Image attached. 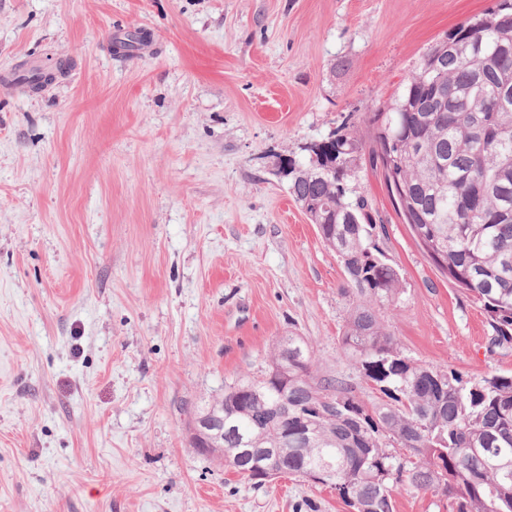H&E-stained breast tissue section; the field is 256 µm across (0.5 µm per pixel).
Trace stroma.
<instances>
[{"label": "stroma", "mask_w": 512, "mask_h": 512, "mask_svg": "<svg viewBox=\"0 0 512 512\" xmlns=\"http://www.w3.org/2000/svg\"><path fill=\"white\" fill-rule=\"evenodd\" d=\"M494 3L0 0V512H349L199 454L188 424L291 332L383 401L340 352L342 266L277 164L343 125L367 135L426 49ZM38 70L55 79L35 90ZM351 186L405 284L403 353L511 373L380 171Z\"/></svg>", "instance_id": "1"}]
</instances>
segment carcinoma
I'll return each mask as SVG.
<instances>
[{"label": "carcinoma", "mask_w": 512, "mask_h": 512, "mask_svg": "<svg viewBox=\"0 0 512 512\" xmlns=\"http://www.w3.org/2000/svg\"><path fill=\"white\" fill-rule=\"evenodd\" d=\"M366 121V141L342 126L320 153L304 148L308 161L288 159L287 181L344 268L341 352L387 401L369 405L342 379L313 374L310 344L283 336L262 377L224 390L212 458L242 474L269 470L272 481L314 475L352 512H395L397 488L440 492L451 512H512V375L468 384L404 355L386 319L403 279L375 242L368 201L349 186L365 155L387 183L394 168L404 222L481 304L491 346L512 349V0L448 30ZM327 158L334 175L323 173Z\"/></svg>", "instance_id": "1"}]
</instances>
